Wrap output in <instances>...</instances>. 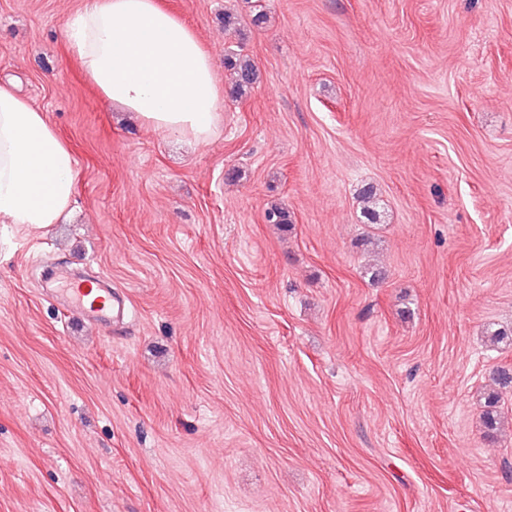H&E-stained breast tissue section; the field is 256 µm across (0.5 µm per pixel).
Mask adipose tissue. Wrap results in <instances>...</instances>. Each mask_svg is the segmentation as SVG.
<instances>
[{
    "mask_svg": "<svg viewBox=\"0 0 512 512\" xmlns=\"http://www.w3.org/2000/svg\"><path fill=\"white\" fill-rule=\"evenodd\" d=\"M72 57L108 101L152 129L208 142L224 112L213 57L159 0H84L63 24ZM76 160L44 112L0 84V222L60 221L75 190Z\"/></svg>",
    "mask_w": 512,
    "mask_h": 512,
    "instance_id": "1",
    "label": "adipose tissue"
}]
</instances>
